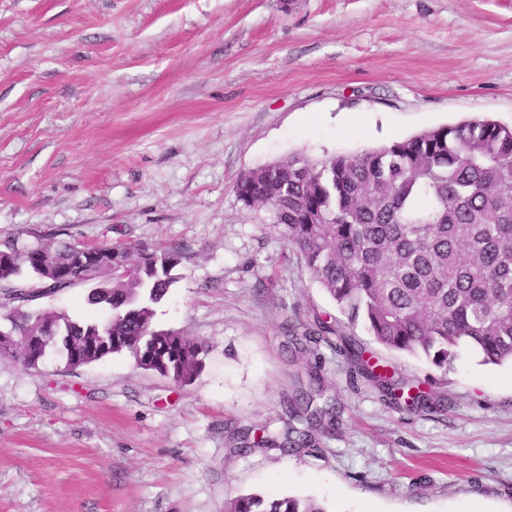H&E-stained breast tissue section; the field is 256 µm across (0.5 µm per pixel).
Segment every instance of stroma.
<instances>
[{
	"label": "stroma",
	"mask_w": 512,
	"mask_h": 512,
	"mask_svg": "<svg viewBox=\"0 0 512 512\" xmlns=\"http://www.w3.org/2000/svg\"><path fill=\"white\" fill-rule=\"evenodd\" d=\"M474 118L512 126V0H0V240L184 247L156 323L208 347L189 385L126 354L0 362V512H512V365L444 372L350 329L416 408L328 345L290 354L340 312L235 192ZM312 367L337 422L291 453ZM225 512H327L324 506L311 499L295 496H262L249 494L228 502Z\"/></svg>",
	"instance_id": "35a3bbf8"
}]
</instances>
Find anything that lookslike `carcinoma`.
<instances>
[{"label": "carcinoma", "mask_w": 512, "mask_h": 512, "mask_svg": "<svg viewBox=\"0 0 512 512\" xmlns=\"http://www.w3.org/2000/svg\"><path fill=\"white\" fill-rule=\"evenodd\" d=\"M236 193L244 208H268L314 280L336 303L344 322L316 320L289 344L331 342L359 374L394 400L399 390L384 366L364 357L345 328L362 324L379 345L422 356L446 372L468 347L487 364L512 363V127L474 119L430 129L354 155L311 158L294 154L279 173L261 165L242 176ZM121 265L75 266L73 245L20 249L0 241L9 264L0 267V360L26 368L42 362L45 347L30 338L53 323L51 344L71 368L126 353L136 365L187 384L202 367L205 344L157 328V307L187 259L180 247L104 245ZM53 295L87 287L98 316L74 319L64 311H23L9 303L31 294L25 281ZM283 445L305 448L333 425L334 408L313 406V393L289 401ZM224 512H327L311 499L249 494Z\"/></svg>", "instance_id": "carcinoma-1"}]
</instances>
